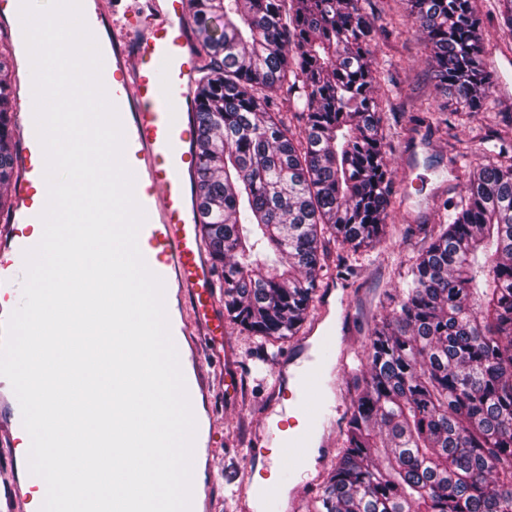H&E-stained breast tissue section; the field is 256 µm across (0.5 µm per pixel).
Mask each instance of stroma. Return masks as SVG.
<instances>
[{
    "label": "stroma",
    "instance_id": "1",
    "mask_svg": "<svg viewBox=\"0 0 512 512\" xmlns=\"http://www.w3.org/2000/svg\"><path fill=\"white\" fill-rule=\"evenodd\" d=\"M475 9L482 19L484 58L499 77L493 101L484 111L469 115L458 113L456 104L437 87L424 45L407 23L401 0H369L366 6L373 26L382 132L393 171L392 207L386 236L357 252L355 274L339 269L346 251L331 249L327 259L331 272L315 296L312 316L327 314L336 327L333 336L316 341L318 349L331 353L319 383V396L329 407H348V372L359 366L374 324L393 308L400 273L424 246L425 230L446 222L443 201L464 195L469 169L491 162L487 135L512 118V66L507 63L512 57V37L502 28L498 0H476ZM443 104L453 113L452 129L417 126V118ZM452 144L460 152L453 171L448 168ZM292 346L291 339L253 336L229 320L224 323L223 337L211 344L217 359L212 373L215 414L211 421L217 441L212 462L214 512H245L236 493L238 474L225 467L224 457L252 447L266 422L274 366ZM328 428V452L318 453L306 470L278 467L277 454L270 449L256 457V469L269 465L276 469L274 498L280 512H313L319 478L334 464L341 444L337 421H330Z\"/></svg>",
    "mask_w": 512,
    "mask_h": 512
}]
</instances>
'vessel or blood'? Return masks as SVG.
Instances as JSON below:
<instances>
[{"mask_svg":"<svg viewBox=\"0 0 512 512\" xmlns=\"http://www.w3.org/2000/svg\"><path fill=\"white\" fill-rule=\"evenodd\" d=\"M102 83L116 106L124 131L123 159L140 189L135 197L145 213L138 247L148 266L164 286V304L170 335L189 396L211 402V374L206 370L203 340L224 332V319L211 302L214 275L198 232L196 213L189 204L187 174L197 168L193 151L191 109L198 54L184 0H114L112 36L101 51ZM33 95L25 97L22 131V173L14 186L16 207L9 223L0 226V326L20 299L14 276L24 271L25 251L37 246L27 225L41 221L45 208L31 189L45 180V156L30 115ZM323 363L311 345L300 342L294 357L279 360L276 386L289 396L306 420L318 421L316 397ZM9 382L0 377V468L17 469L15 447L24 427L20 404ZM192 461V512H210L211 497L206 462L215 451L212 432L204 416H196ZM280 463L305 466V438L296 433L280 445ZM39 476L23 472L21 478L0 486V512H40L41 500L33 491L45 489Z\"/></svg>","mask_w":512,"mask_h":512,"instance_id":"b4317fda","label":"vessel or blood"}]
</instances>
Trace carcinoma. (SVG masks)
Returning <instances> with one entry per match:
<instances>
[{
    "label": "carcinoma",
    "instance_id": "cac0c4a2",
    "mask_svg": "<svg viewBox=\"0 0 512 512\" xmlns=\"http://www.w3.org/2000/svg\"><path fill=\"white\" fill-rule=\"evenodd\" d=\"M403 2L437 86L481 111L494 83L473 0ZM188 9L204 51L196 192L224 308L254 336H293L328 246L377 243L390 218L372 23L364 0ZM12 97L0 60V187L14 176ZM495 139L498 161L443 202L448 223L351 370L314 512H512V124Z\"/></svg>",
    "mask_w": 512,
    "mask_h": 512
}]
</instances>
